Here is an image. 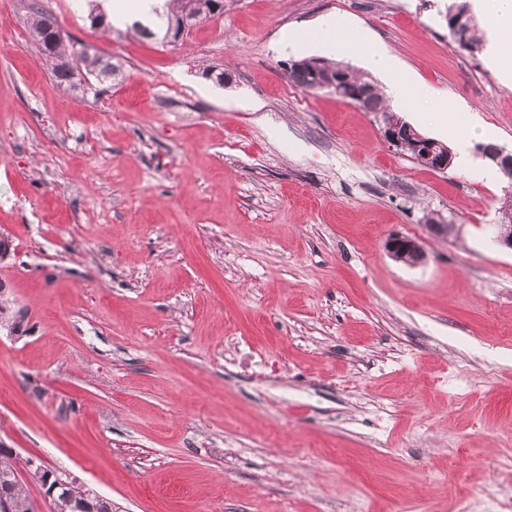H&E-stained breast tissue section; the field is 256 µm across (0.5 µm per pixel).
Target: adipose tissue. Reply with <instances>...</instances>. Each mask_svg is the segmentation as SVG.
Instances as JSON below:
<instances>
[{"label":"adipose tissue","mask_w":512,"mask_h":512,"mask_svg":"<svg viewBox=\"0 0 512 512\" xmlns=\"http://www.w3.org/2000/svg\"><path fill=\"white\" fill-rule=\"evenodd\" d=\"M306 46L329 55L356 53L367 68L384 79L392 107L398 110L407 109L417 83L411 75L404 72L399 59L375 39L367 27L342 16L328 14L320 17L312 28L288 32L281 39V47L285 50ZM427 99L431 111L437 113L448 130L457 135L459 166H468L471 142L486 137V130H474L464 107L454 99L432 91L428 92Z\"/></svg>","instance_id":"obj_1"}]
</instances>
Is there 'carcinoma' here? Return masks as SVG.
Instances as JSON below:
<instances>
[{
    "mask_svg": "<svg viewBox=\"0 0 512 512\" xmlns=\"http://www.w3.org/2000/svg\"><path fill=\"white\" fill-rule=\"evenodd\" d=\"M223 0H163L162 8H153L146 22L136 21L132 24L134 33L147 37L158 38L165 41L171 23L178 21L187 15L200 22L204 19L215 17L216 6ZM448 12L453 16L464 17V24L457 31L449 30L453 42L460 47L471 51L480 43L476 34L475 23L468 6L464 3L448 4ZM30 35L35 48L45 59L51 63L52 76L62 86L72 87L75 74L74 67L68 59L74 54H79L84 71L95 77L99 83L107 80L115 81L122 76V65L104 59L95 53H89L87 47L76 48L70 40L64 41L52 39L50 29L56 24L52 14L43 11L36 0L30 3ZM317 71L320 80L328 82L330 77H342L351 86L369 87L372 82L363 75L355 72L350 66L318 59L301 60L287 67L288 78L304 90H312V71ZM366 112H375L380 115L382 121L387 124L407 128V122L399 118L396 113L383 104L379 93H373L364 103ZM497 225H512V190L504 194L503 202L498 208ZM21 322L13 311L12 301L5 294H0V326ZM88 489L81 483H74L64 490L65 499L59 500L56 512H72L74 504L84 501ZM6 497L10 504V512H32L33 503L29 498L26 486L19 479L15 460L0 454V497Z\"/></svg>",
    "mask_w": 512,
    "mask_h": 512,
    "instance_id": "cac0c4a2",
    "label": "carcinoma"
}]
</instances>
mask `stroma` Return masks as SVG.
Listing matches in <instances>:
<instances>
[{
  "mask_svg": "<svg viewBox=\"0 0 512 512\" xmlns=\"http://www.w3.org/2000/svg\"><path fill=\"white\" fill-rule=\"evenodd\" d=\"M27 3L0 0V280L25 314L0 335V441L112 512L512 497L507 179L476 152L411 162L379 115L293 84L278 44L327 13L361 23L512 150V80L453 43L448 0H224L174 45L40 0L122 63L96 95L57 84ZM395 234L425 264L392 260ZM384 248L396 262L414 267L425 262L427 255L421 244L410 237L393 236L387 239Z\"/></svg>",
  "mask_w": 512,
  "mask_h": 512,
  "instance_id": "obj_1",
  "label": "stroma"
}]
</instances>
